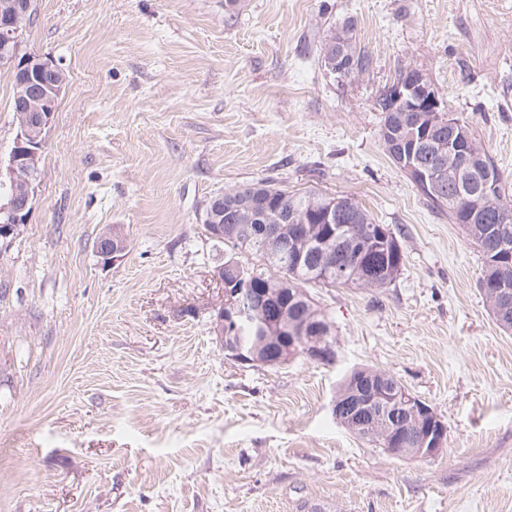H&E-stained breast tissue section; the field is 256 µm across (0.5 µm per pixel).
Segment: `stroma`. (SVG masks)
<instances>
[{"label":"stroma","mask_w":512,"mask_h":512,"mask_svg":"<svg viewBox=\"0 0 512 512\" xmlns=\"http://www.w3.org/2000/svg\"><path fill=\"white\" fill-rule=\"evenodd\" d=\"M348 20L373 66L341 85L319 45ZM22 50L67 85L28 222L0 242V512H512V332L377 109L421 70L512 203V0H38ZM260 179L353 197L405 251L388 287H309L331 361L244 366L211 329L224 247L203 209ZM364 366L434 408L440 454L336 421ZM125 248V240L120 233L116 231H106L99 239L97 252L100 257L104 259L112 258V262H115L121 257Z\"/></svg>","instance_id":"1"}]
</instances>
